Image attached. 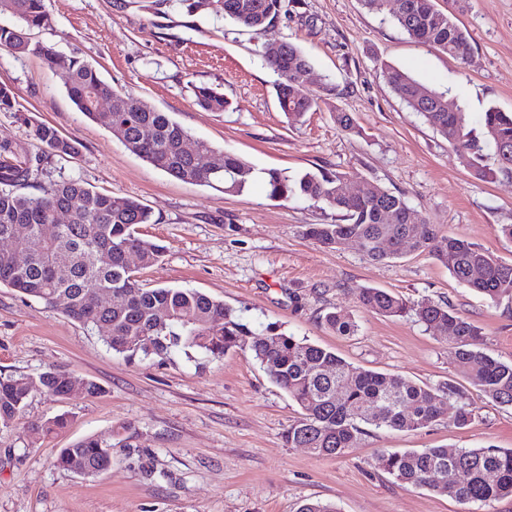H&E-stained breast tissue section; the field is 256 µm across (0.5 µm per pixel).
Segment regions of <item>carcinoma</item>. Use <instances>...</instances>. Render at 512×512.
Here are the masks:
<instances>
[{
  "instance_id": "carcinoma-1",
  "label": "carcinoma",
  "mask_w": 512,
  "mask_h": 512,
  "mask_svg": "<svg viewBox=\"0 0 512 512\" xmlns=\"http://www.w3.org/2000/svg\"><path fill=\"white\" fill-rule=\"evenodd\" d=\"M393 20L417 42L435 47L459 60L471 52L466 31L453 13L441 10L436 0H398ZM297 0H191V10L212 9L237 26L256 35L267 32ZM8 12L21 26L0 25V49L14 54H36L51 70L68 75L67 94L87 118L99 119L100 107L109 106L112 135L134 154L175 179L191 185L224 184V192L244 190L252 167L239 156L224 152L219 169L208 165L215 149L205 141L195 143L194 153L184 149L189 140L185 128L168 113L143 103L129 107L130 94L103 81L96 69L77 55H66L27 32L52 27L45 0H0V13ZM263 61L279 76L277 97L281 112L291 122L314 110L317 98L292 81L294 73L311 67L297 45L286 40L261 44ZM382 76L392 91L413 111L420 113L455 149L466 165L481 176L482 146L468 129L463 112L443 105V94L425 87L408 73L386 65ZM196 103L210 111L229 106L224 93L200 85L194 88ZM486 139L495 149L498 172L512 175V112L494 107L483 115ZM30 136L45 150L25 162L13 160L11 143L0 141V239H10L15 253H0V284L38 299L86 327L108 324L104 343L128 357L165 359L176 350L199 351L219 359L230 351L250 354L270 379L284 389L301 409V417L288 427L290 448H309L318 456L339 457L354 448L366 433L376 429L417 430L441 422L463 428L473 419L464 386L446 380L434 386L411 379L361 369L319 345L266 328L256 332L241 323L224 303L206 294L182 288H143L126 261L139 255L144 267L157 263L163 246L136 235L135 225L148 224L151 212L132 196L94 191L78 179L51 180L34 198L23 192L35 173L47 172L54 157L73 158L79 150L71 140L41 122L30 125ZM343 176L307 172L289 177L267 172L269 197L302 198L321 202L340 214L336 224H310L308 239L323 247H337L348 239L361 244L362 256L373 262L397 259L407 252H427L436 258L459 284L498 305L512 304V264L460 237L441 235L411 209L404 197L377 183L351 196L341 191ZM69 221H58L60 212ZM109 293L105 306L98 293ZM359 302L385 317L413 313L434 335L448 334L453 359L470 384L491 402L512 407V363L500 362L481 348L479 329L441 303H410L384 289L362 287ZM327 328L353 335L357 325L351 316L331 311L323 317ZM85 394L95 397L101 387L72 371H48L33 382L26 376L0 377V430L11 427L30 395L40 390L66 395L74 381ZM342 392L336 399V392ZM64 415L36 423L35 435L65 428ZM111 461L110 446L86 437L60 450L56 465L96 476ZM381 462L386 473L406 486L426 488L465 504H483L512 496V449L493 445L480 448H423L387 453Z\"/></svg>"
}]
</instances>
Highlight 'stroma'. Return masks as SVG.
Returning a JSON list of instances; mask_svg holds the SVG:
<instances>
[{"mask_svg":"<svg viewBox=\"0 0 512 512\" xmlns=\"http://www.w3.org/2000/svg\"><path fill=\"white\" fill-rule=\"evenodd\" d=\"M53 26L33 40L78 53L114 89L169 113L196 140L252 165L241 193L222 185L183 183L129 151L106 120L86 118L70 101L64 72L35 55L0 50V81L16 92L0 111V141L18 158L41 145L27 123L54 126L77 143L76 158L55 160L53 178H75L102 192L139 198L150 223L141 238L165 248L158 263L137 269L143 287L188 288L224 302L255 331H278L333 350L354 366L434 385L458 374L447 339L413 317L386 318L364 308L357 288L371 286L408 301L448 304L477 326L483 350L512 362V305H495L459 285L427 253L366 260L354 242L317 246L309 224H331L324 204L273 199L259 172L295 177L318 170L345 182L371 181L403 194L442 234L478 244L512 263V177L498 175L493 146L475 175L455 150L381 76V64L403 69L465 112L475 134L489 107L512 112V0H467L458 19L472 51L460 61L420 44L386 13L362 0H301L280 15L268 37L298 45L311 60L300 78L318 105L288 124L275 93L277 75L257 54L259 39L185 0H46ZM223 92L230 106L210 112L193 86ZM360 131H343L337 113ZM349 314L358 329L326 328L329 311ZM90 329L42 301L0 285V377H38L68 370L95 380L100 395L33 394L0 432V512H298L307 501L338 512H512V498L464 504L386 474L387 452L444 447L512 448V407L470 388L471 424L440 423L415 431L369 429L341 457L288 447L284 435L300 409L249 355L220 359L177 351L166 360L127 359ZM66 414L67 427L42 437L34 423ZM127 434H120V427ZM95 436L112 447V463L87 477L57 467L60 449Z\"/></svg>","mask_w":512,"mask_h":512,"instance_id":"obj_1","label":"stroma"}]
</instances>
